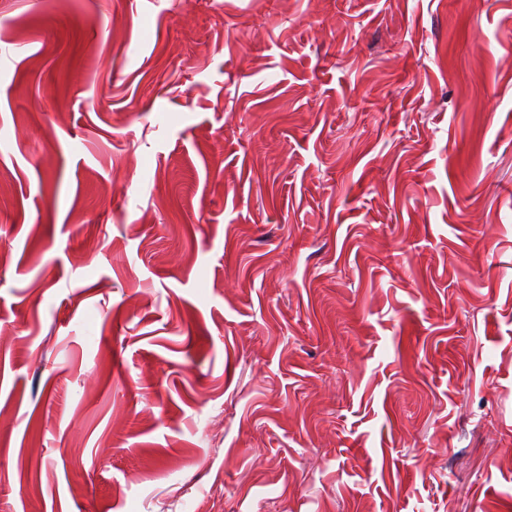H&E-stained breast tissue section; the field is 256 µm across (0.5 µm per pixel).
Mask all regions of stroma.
Listing matches in <instances>:
<instances>
[{"mask_svg":"<svg viewBox=\"0 0 512 512\" xmlns=\"http://www.w3.org/2000/svg\"><path fill=\"white\" fill-rule=\"evenodd\" d=\"M0 512H512V0H0Z\"/></svg>","mask_w":512,"mask_h":512,"instance_id":"1","label":"stroma"}]
</instances>
